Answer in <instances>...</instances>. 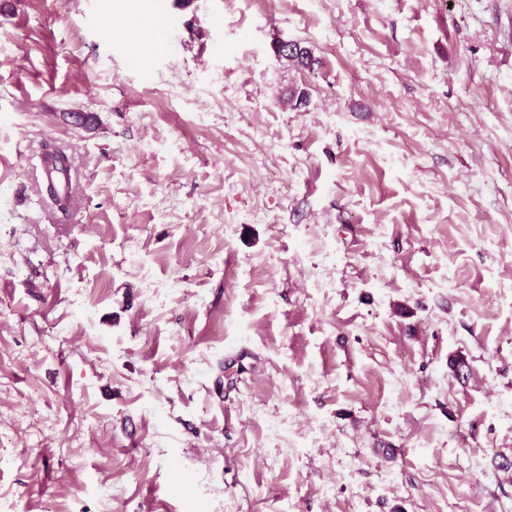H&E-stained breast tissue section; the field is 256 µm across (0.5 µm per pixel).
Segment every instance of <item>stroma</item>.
<instances>
[{"label":"stroma","instance_id":"obj_1","mask_svg":"<svg viewBox=\"0 0 512 512\" xmlns=\"http://www.w3.org/2000/svg\"><path fill=\"white\" fill-rule=\"evenodd\" d=\"M506 459L512 0H0V512H512Z\"/></svg>","mask_w":512,"mask_h":512}]
</instances>
